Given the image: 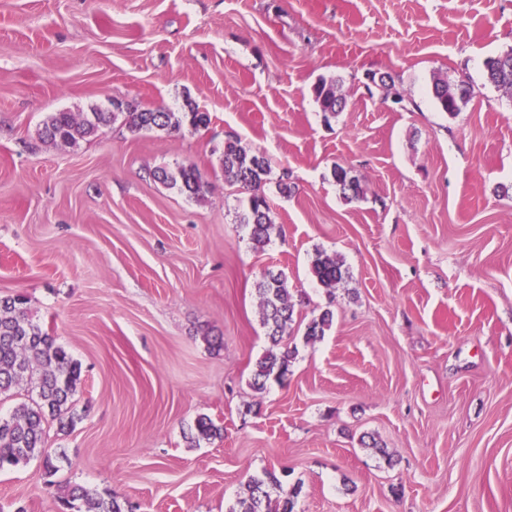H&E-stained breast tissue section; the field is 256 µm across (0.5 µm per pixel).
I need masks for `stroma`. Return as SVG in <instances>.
I'll use <instances>...</instances> for the list:
<instances>
[{"mask_svg": "<svg viewBox=\"0 0 512 512\" xmlns=\"http://www.w3.org/2000/svg\"><path fill=\"white\" fill-rule=\"evenodd\" d=\"M509 50L512 0H0V296L25 295L82 377L73 422L45 425L66 461L0 472V512H60L74 483L132 512H228L267 469L301 484L295 512H512V98L485 80ZM436 73L472 87L456 116ZM322 78L347 98L329 119ZM116 99L211 122L39 136ZM231 135L271 164L261 251L224 177ZM181 165L204 201L150 176ZM318 249L350 272L332 300ZM269 270L301 298L297 354L259 391ZM203 415L224 434L195 447ZM332 178L345 200L351 202L359 199L364 194L361 181L350 174V171L344 168H335L332 172Z\"/></svg>", "mask_w": 512, "mask_h": 512, "instance_id": "stroma-1", "label": "stroma"}]
</instances>
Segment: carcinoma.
<instances>
[{
	"label": "carcinoma",
	"mask_w": 512,
	"mask_h": 512,
	"mask_svg": "<svg viewBox=\"0 0 512 512\" xmlns=\"http://www.w3.org/2000/svg\"><path fill=\"white\" fill-rule=\"evenodd\" d=\"M486 80L512 98V50L485 62ZM322 111L336 115L346 106V95L337 81L322 80L313 88ZM433 98L443 112L455 116L469 101L472 90L468 82L452 81L444 74L433 76ZM187 110H137L114 100L112 111L95 108L90 112H54L44 122L40 137L72 146L97 134L100 128L123 118L133 132L160 130L177 132L188 125L194 129L206 127L210 114L188 103ZM222 163L225 178L237 185L244 194L239 202V222L249 228V240L255 249H264L271 242L274 224L264 186L271 174L270 163L261 153L242 144L235 136L224 140ZM152 177L178 188L199 202L205 200V190L196 168L182 165L174 171L156 170ZM332 178L345 200L351 202L364 194L361 181L344 168H336ZM311 272L317 284L330 297L336 288L350 277L344 261L323 250H316ZM256 292L262 323L267 329L271 348L257 360L253 371V386L262 390L273 380L283 382L290 372L295 350L288 347L284 336L294 322L300 300L288 285L287 277L272 271L257 283ZM333 312L323 310L305 327V338L314 341L331 327ZM81 383V366L68 351L56 342L28 307L22 295L0 297V396L15 389L28 393V402L21 404L9 416L0 417V471L25 465L35 458L43 460L48 473L58 470L63 453L48 448L44 423L63 420L73 415V396ZM195 440H211L222 435L224 428L201 416L195 425ZM301 486L284 489L275 472L266 470L248 482L247 495L237 499L229 512H294L295 498ZM60 501L70 512H125L124 506L112 495L102 494L84 485L67 487Z\"/></svg>",
	"instance_id": "1"
}]
</instances>
